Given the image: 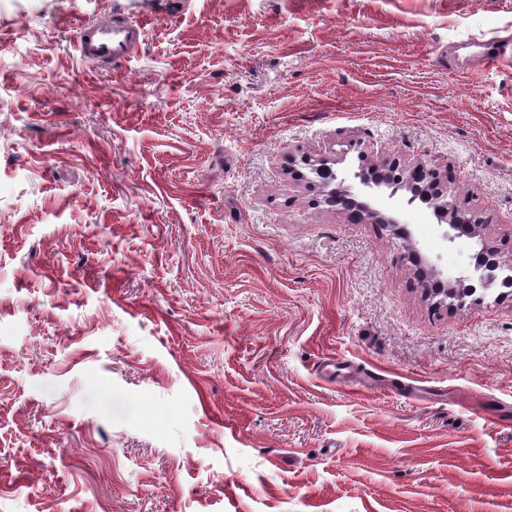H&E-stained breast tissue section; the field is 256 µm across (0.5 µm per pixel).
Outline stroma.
Segmentation results:
<instances>
[{
  "label": "stroma",
  "mask_w": 512,
  "mask_h": 512,
  "mask_svg": "<svg viewBox=\"0 0 512 512\" xmlns=\"http://www.w3.org/2000/svg\"><path fill=\"white\" fill-rule=\"evenodd\" d=\"M363 150L512 254V0H0V512H512V302L294 174ZM142 34L140 26L121 20L86 22L78 31L77 46L88 62H124ZM401 171L406 180H410L411 176L425 177L424 183H409L395 187L388 193V200L394 199L399 191H406L410 194L406 200L407 204L411 205L419 200L426 204L427 209L436 218L437 224L441 226L446 224L447 230L444 237L448 241H455L462 234H467L470 238L479 237L480 240L481 247L475 253L474 262L466 271L443 278L441 271L430 266L426 277L433 282L434 288H425L427 292H444L446 297L441 298L440 303H446L449 309L461 310L481 300L485 291L500 280L512 279V254L502 255L484 243L481 239L483 224L480 218L463 215L458 211L456 204L448 200V189L444 191L434 187L441 182L437 168L418 164L406 172L404 169Z\"/></svg>",
  "instance_id": "1"
}]
</instances>
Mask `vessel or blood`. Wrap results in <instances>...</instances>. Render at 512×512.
<instances>
[{
  "label": "vessel or blood",
  "mask_w": 512,
  "mask_h": 512,
  "mask_svg": "<svg viewBox=\"0 0 512 512\" xmlns=\"http://www.w3.org/2000/svg\"><path fill=\"white\" fill-rule=\"evenodd\" d=\"M143 34L140 26L121 20L84 23L77 40L81 56L89 62H123Z\"/></svg>",
  "instance_id": "b4317fda"
}]
</instances>
